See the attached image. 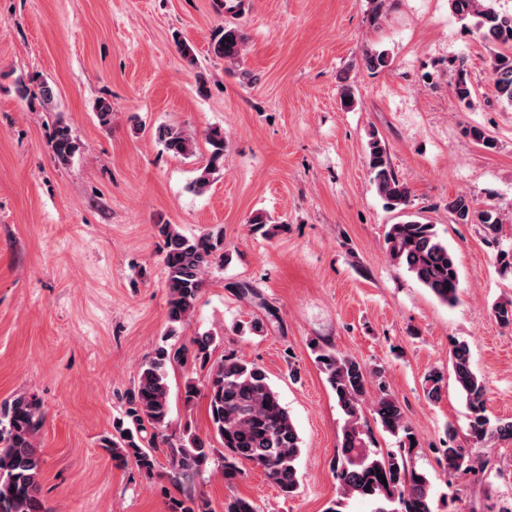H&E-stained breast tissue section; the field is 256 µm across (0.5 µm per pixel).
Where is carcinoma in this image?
<instances>
[{
	"mask_svg": "<svg viewBox=\"0 0 512 512\" xmlns=\"http://www.w3.org/2000/svg\"><path fill=\"white\" fill-rule=\"evenodd\" d=\"M452 13L471 18L482 39L493 45L490 73L497 99L512 109V13L498 11L492 0H448ZM247 37L236 27L224 28L212 45L213 53L239 66ZM366 68L377 70L389 65L385 51L365 52ZM454 94L471 104L474 90L467 79L464 60L455 64ZM23 96L38 99L46 112L57 110L56 90L46 79L31 75L16 81ZM156 137L164 149L184 158L195 155V141L182 129L162 125ZM210 146L206 163L190 185L196 194L206 192L213 175L224 166V132L212 129L205 135ZM80 146L68 124L56 121L51 150L61 164L69 163ZM365 162L372 175L376 193L390 210L403 213V220L391 224L385 234L386 253L393 266L405 270L439 302L457 301L459 270L448 242L436 225L407 212L412 190L393 170L384 141L371 136ZM448 212L458 224H479L488 235L499 230V218L491 206L480 208L463 195L448 201ZM155 233L163 243L167 291L166 336L177 334V327L192 317L205 277L223 250L221 233L207 232L187 236L175 224H157ZM218 336L205 333L179 347L163 343L145 360L137 381L127 394L123 415L114 423L115 433L101 440V448L118 464L135 463L150 476L157 465L155 449L161 442L171 448V480L183 486L210 467L217 440L226 454L221 456V471L228 484L244 476L240 465L260 467L265 478L286 498L299 486L298 460L302 441L288 410L281 404L267 372L255 362H247L232 353L212 359ZM316 362L326 375L345 421L340 448L334 460L339 496L326 512H342L344 500L357 498L370 506V512H434L431 482L413 463L415 436L398 398L384 386L375 393L368 388L366 369L355 359L340 355L329 346L315 345ZM187 363L206 371L203 385L189 378L183 398L191 403L207 399L212 437L202 438L190 425L183 427L177 439L167 434L171 413L168 368ZM455 382L468 409V434L478 442L486 437L512 439V420H490L486 414L487 388L471 365L468 346L451 345L448 352ZM444 376L433 368L424 377V393L431 402L441 398ZM373 415L382 430L397 439V448L383 454L371 449L374 443L365 412ZM43 425L40 405L30 396L16 394L0 402V512H47L40 495L42 458L35 439ZM151 426L150 437L143 436ZM448 447L440 449L445 470L451 478L480 475L472 450L458 443V431L448 425ZM380 473H374V470ZM170 512H212L204 499L185 492L170 500ZM224 512H257L253 501L240 496L224 500Z\"/></svg>",
	"mask_w": 512,
	"mask_h": 512,
	"instance_id": "1",
	"label": "carcinoma"
}]
</instances>
